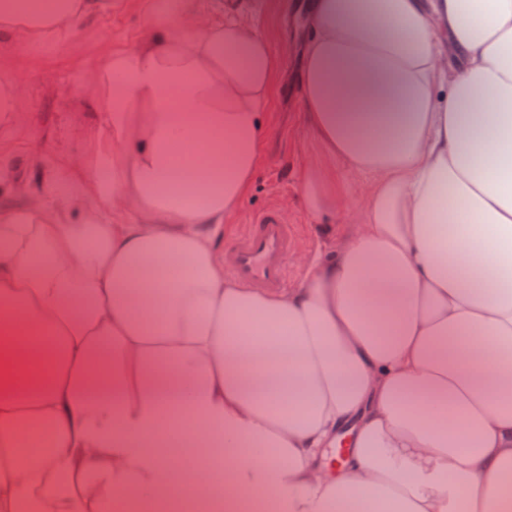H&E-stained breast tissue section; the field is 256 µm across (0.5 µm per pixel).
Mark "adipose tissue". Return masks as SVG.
I'll list each match as a JSON object with an SVG mask.
<instances>
[{"mask_svg": "<svg viewBox=\"0 0 512 512\" xmlns=\"http://www.w3.org/2000/svg\"><path fill=\"white\" fill-rule=\"evenodd\" d=\"M111 6L0 0V45ZM243 10L158 0L76 94L106 158L0 208V512H512V0H313L300 193L352 223L285 293L224 277L278 76ZM22 98L0 73V129ZM160 451L166 456L180 459L187 467L201 458L224 457L223 448L192 446L179 441L170 442L166 447L160 448Z\"/></svg>", "mask_w": 512, "mask_h": 512, "instance_id": "ef3b65f1", "label": "adipose tissue"}]
</instances>
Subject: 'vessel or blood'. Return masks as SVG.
Wrapping results in <instances>:
<instances>
[{
    "label": "vessel or blood",
    "mask_w": 512,
    "mask_h": 512,
    "mask_svg": "<svg viewBox=\"0 0 512 512\" xmlns=\"http://www.w3.org/2000/svg\"><path fill=\"white\" fill-rule=\"evenodd\" d=\"M292 247L290 225L277 207H270L227 245L224 273L254 288L284 291L290 285L288 257Z\"/></svg>",
    "instance_id": "vessel-or-blood-1"
}]
</instances>
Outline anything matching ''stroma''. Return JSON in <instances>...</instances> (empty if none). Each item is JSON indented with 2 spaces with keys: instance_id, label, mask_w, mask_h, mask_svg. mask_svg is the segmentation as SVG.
I'll use <instances>...</instances> for the list:
<instances>
[{
  "instance_id": "1",
  "label": "stroma",
  "mask_w": 512,
  "mask_h": 512,
  "mask_svg": "<svg viewBox=\"0 0 512 512\" xmlns=\"http://www.w3.org/2000/svg\"><path fill=\"white\" fill-rule=\"evenodd\" d=\"M147 2L112 0L107 13L79 24L69 41L25 58L22 106L30 116L29 125L19 131H0V167L13 172L14 183L24 186L36 181L37 173L29 163L35 152L58 159L83 148L105 153L111 133L102 132L100 141L84 143L77 129L82 107L73 90L90 72L104 67L112 53L133 48L144 30ZM247 20L266 38L280 69L267 106L270 135L253 184L240 210L227 221L224 239L232 241L258 214L282 205L293 231L289 263L291 281L296 284L304 277L306 258L324 245V235L312 222L299 188L301 169L321 157L302 120L299 76L305 28L294 19L291 0H253Z\"/></svg>"
}]
</instances>
